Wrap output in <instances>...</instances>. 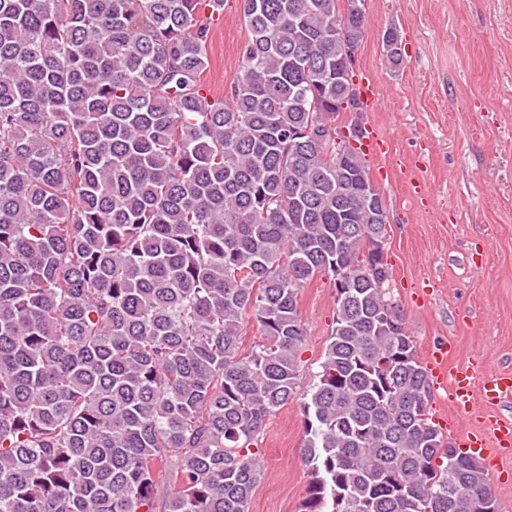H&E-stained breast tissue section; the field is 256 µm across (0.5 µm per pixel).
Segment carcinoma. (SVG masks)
<instances>
[{"mask_svg": "<svg viewBox=\"0 0 512 512\" xmlns=\"http://www.w3.org/2000/svg\"><path fill=\"white\" fill-rule=\"evenodd\" d=\"M347 2L240 0L215 96L224 0H0V512H248L319 274L336 312L298 512H498L387 297ZM224 24L216 28L212 23V35L207 47V67L202 81L211 86L214 95H224V88L232 80L240 66L238 49L247 37V29L240 12L238 0H225Z\"/></svg>", "mask_w": 512, "mask_h": 512, "instance_id": "carcinoma-1", "label": "carcinoma"}]
</instances>
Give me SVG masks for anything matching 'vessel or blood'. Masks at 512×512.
Wrapping results in <instances>:
<instances>
[{
	"mask_svg": "<svg viewBox=\"0 0 512 512\" xmlns=\"http://www.w3.org/2000/svg\"><path fill=\"white\" fill-rule=\"evenodd\" d=\"M455 345H439L428 355L431 377L436 384L447 387L456 417L449 420V429H456L458 416L468 413L474 398H481L485 405L501 403L504 397L512 395V374L494 375L487 383L477 384L474 368H459L452 361ZM461 442L470 455L500 459L512 457V419L487 414L482 426L462 435Z\"/></svg>",
	"mask_w": 512,
	"mask_h": 512,
	"instance_id": "b4317fda",
	"label": "vessel or blood"
}]
</instances>
